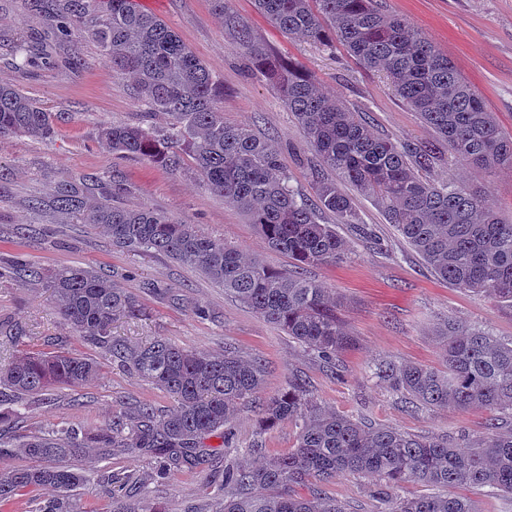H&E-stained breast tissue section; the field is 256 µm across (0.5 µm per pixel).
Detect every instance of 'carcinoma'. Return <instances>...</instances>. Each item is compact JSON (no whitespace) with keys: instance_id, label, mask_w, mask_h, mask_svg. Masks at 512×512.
Listing matches in <instances>:
<instances>
[{"instance_id":"1","label":"carcinoma","mask_w":512,"mask_h":512,"mask_svg":"<svg viewBox=\"0 0 512 512\" xmlns=\"http://www.w3.org/2000/svg\"><path fill=\"white\" fill-rule=\"evenodd\" d=\"M30 8L61 20V35L73 47L87 37L99 46L112 71L131 76L144 107L138 122L101 128L112 155L136 157L179 173L189 164L212 193L232 201L267 245L285 253L294 270L284 273L258 260H245L224 239L201 234L154 209L115 203L117 184L106 173L59 181L29 207L49 216H71L93 224L122 249L163 254L196 267L255 314L283 330L317 357L331 363L348 337L336 316L338 302L328 289L303 276L307 266L336 265L349 248L337 225L361 229L352 197L326 171L371 198L417 254L441 279L487 296L512 309V224L501 221L482 191L427 173L445 157L491 176L512 171V134L499 125L475 87L407 19L385 13L377 0H253L255 10L281 32L307 41L345 47L366 69L382 72L404 102L435 135L431 142L391 141L371 133L360 115L324 96L298 66L275 60L254 42L247 24L230 12L229 0H213L233 29L236 47L272 72L284 104L319 156L314 199L289 184L276 144L244 125L224 122V86L202 60L161 19L135 0H29ZM33 44L9 47L16 67L29 62ZM163 112L167 126L153 125ZM64 113L50 112L13 84H0V137L47 140ZM329 213L335 223L321 215ZM22 283L47 282L57 313L73 335L110 352L112 358L174 402L167 410L149 403L123 407L106 425L84 430L62 427L20 443L33 464L7 467L9 449L0 448V505L20 492L51 487L53 499L35 512H76L72 493L87 480L70 460L89 453L109 456L117 448L140 452L160 474L193 472L207 461L206 441L224 437L244 402L256 404L260 432L288 423L294 447L257 467L224 470V495L215 512H345L320 484L338 472L374 473L387 480L378 495L388 512H477L473 501L451 493L488 487L512 495V433L491 440L467 439L466 450L446 437L421 436L390 427H369L315 408L305 380L259 397L266 365L246 360L236 349L214 354L179 347L164 338L129 345L112 336L119 316L138 318L143 307L111 276L88 267L64 266L46 274L19 262ZM442 344V367L381 362L374 375L410 403L465 412L473 408L512 418V339L484 327L463 329L449 318L433 329ZM101 372L89 356L24 351L0 368V432L19 417V408L42 400L56 384L83 385ZM405 481L444 488L446 494L398 497ZM310 488L302 495L296 488Z\"/></svg>"}]
</instances>
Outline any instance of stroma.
<instances>
[{
    "label": "stroma",
    "instance_id": "1",
    "mask_svg": "<svg viewBox=\"0 0 512 512\" xmlns=\"http://www.w3.org/2000/svg\"><path fill=\"white\" fill-rule=\"evenodd\" d=\"M137 2L169 24L223 82L225 122L248 126L259 137L274 140L292 185L312 196L317 156L283 103L275 78L254 69L235 48L212 0ZM379 6L407 18L429 37L479 90L503 130L512 134V0H380ZM231 8L274 58L300 64L318 87L360 112L378 136L396 141L433 139L432 130L396 95L386 76L364 68L343 47H322L282 34L255 11L252 0H232ZM33 35L41 36L49 52L36 53L21 71L1 57L0 81L18 84L65 118L49 141L25 136L0 139L1 264L19 255L47 272L88 266L114 274L145 309L142 317L113 323L114 336L132 345L162 337L186 349L213 353L235 346L242 356L266 361L263 394L267 397L283 392L298 376L306 380L320 409L368 426L386 425L454 440L512 428L498 423L496 413L482 409L455 413L406 403L373 376L371 367L381 360L440 366L442 347L432 329L450 317L512 338V309L439 278L387 223L373 200L355 193L352 185L344 190L352 194L369 237L338 226L350 247V259L303 271L305 278L331 288L339 301L337 315L350 343L338 352L339 367L334 372L193 266L157 253L113 247L92 225L69 218L51 223L29 210V198L47 194L62 179L105 172L122 184L123 205L159 210L197 225L205 235L225 239L274 269L292 267L287 255L267 246L241 210L208 192L193 169L172 174L140 158L113 157L99 138V128L138 118L133 79L113 72L90 39L81 46L85 67L72 68L53 19L31 12L26 0H0V42ZM430 177L482 190L502 218L512 223V172L484 177L452 160L434 168ZM0 317L22 325L26 343L36 348L73 350L96 358L102 366L98 379L78 387L54 386L47 399L26 409L17 436L65 424L93 429L108 422L122 404L131 407L147 400L159 409L171 407L166 393L121 367L105 350L73 336L47 289L21 285L12 273H0ZM231 427V442L211 438V457L191 473L162 476L148 456L121 450L106 458L94 454L76 458V465L88 476L75 493L80 512H112L116 498L141 500L169 512H210L225 466L249 465L262 455L288 452L295 444L292 425L260 431L258 413L248 403L236 411ZM257 440L263 443L259 452L251 449ZM379 486L378 478L344 472L324 483L323 489L346 512H387L388 503L376 495Z\"/></svg>",
    "mask_w": 512,
    "mask_h": 512
}]
</instances>
